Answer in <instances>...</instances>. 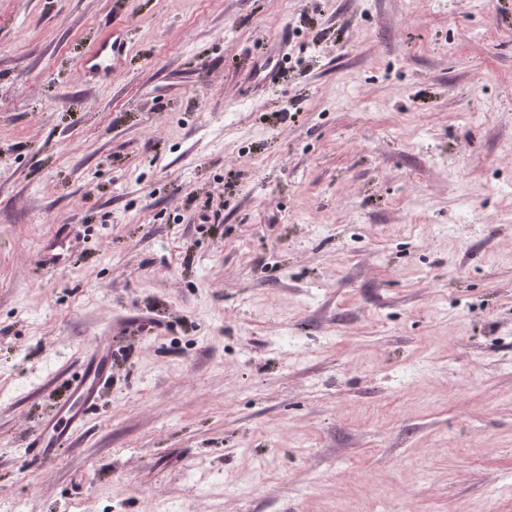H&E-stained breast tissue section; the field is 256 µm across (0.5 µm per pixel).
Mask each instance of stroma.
<instances>
[{
	"instance_id": "obj_1",
	"label": "stroma",
	"mask_w": 512,
	"mask_h": 512,
	"mask_svg": "<svg viewBox=\"0 0 512 512\" xmlns=\"http://www.w3.org/2000/svg\"><path fill=\"white\" fill-rule=\"evenodd\" d=\"M508 183L512 0H0V512H512ZM127 48L126 31L112 26L109 36L96 42L82 57L81 68L92 82L107 79L122 66ZM112 376V346L107 337L100 342L93 357L86 361L81 379L70 388L66 403L65 423L50 420L31 434L26 443L27 459L31 466L39 467L54 456L56 448L64 444L67 427L78 425L95 405L102 388Z\"/></svg>"
}]
</instances>
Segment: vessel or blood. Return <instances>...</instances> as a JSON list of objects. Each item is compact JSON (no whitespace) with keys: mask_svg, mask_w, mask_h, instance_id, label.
<instances>
[{"mask_svg":"<svg viewBox=\"0 0 512 512\" xmlns=\"http://www.w3.org/2000/svg\"><path fill=\"white\" fill-rule=\"evenodd\" d=\"M128 41L123 28H113L109 36L96 42L81 59V67L90 81L111 76L120 68L127 54ZM112 376V347L101 342L93 357L86 361L81 379L70 388L64 421H51L31 434L26 443L27 459L31 466L43 465L64 443L67 428L82 422L95 405L102 388Z\"/></svg>","mask_w":512,"mask_h":512,"instance_id":"obj_1","label":"vessel or blood"}]
</instances>
